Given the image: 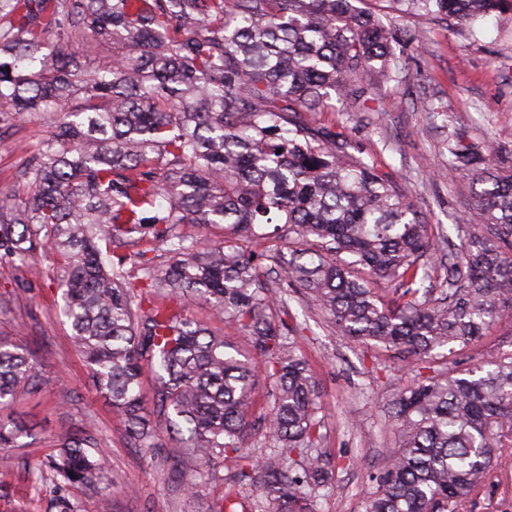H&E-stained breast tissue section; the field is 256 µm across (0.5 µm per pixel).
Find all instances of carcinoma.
Returning a JSON list of instances; mask_svg holds the SVG:
<instances>
[{
  "mask_svg": "<svg viewBox=\"0 0 512 512\" xmlns=\"http://www.w3.org/2000/svg\"><path fill=\"white\" fill-rule=\"evenodd\" d=\"M355 2L0 0V123L38 113L53 124L21 158L22 189L0 198V265L42 259L63 272L74 348L128 440L154 448L165 429L191 476L239 457L259 399L253 360L180 304L186 292L210 302L273 368L274 450L239 480L259 473L274 512H311L332 475L315 382L295 328L273 314L286 300L245 246L274 225L288 286L340 335L430 370L385 404L397 447L370 478L365 512H460L512 465L494 431L512 428V352L470 355L512 313V165L448 137V171L471 172L475 202L473 231L443 253L394 175L314 113L336 111L335 99L369 112L368 78L403 82L405 46L429 31L393 17L471 27L512 16V0ZM88 36L97 52L83 59ZM184 224L220 234L188 237ZM149 251L163 252L161 270ZM42 385L31 354L0 332V408ZM92 427L59 438L48 466L60 487L104 479ZM26 436L0 419V449Z\"/></svg>",
  "mask_w": 512,
  "mask_h": 512,
  "instance_id": "carcinoma-1",
  "label": "carcinoma"
}]
</instances>
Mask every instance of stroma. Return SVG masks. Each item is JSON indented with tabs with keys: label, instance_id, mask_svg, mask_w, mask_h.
Returning <instances> with one entry per match:
<instances>
[{
	"label": "stroma",
	"instance_id": "stroma-1",
	"mask_svg": "<svg viewBox=\"0 0 512 512\" xmlns=\"http://www.w3.org/2000/svg\"><path fill=\"white\" fill-rule=\"evenodd\" d=\"M411 66L420 67L426 82L407 75L405 82L378 84L367 112H324L320 123L336 126L354 141L363 157L393 173L398 185L430 223L448 231L452 245L461 240L455 226L470 210L471 175L447 172L449 133L463 143L512 156V17L490 20L477 28L433 26L429 42L412 51ZM39 116L0 128V192L17 184L24 149L48 137ZM35 286L21 292L27 280ZM60 297L55 271L35 276L28 264L0 269V330L15 336L39 364L43 377L55 387L24 394L0 418L25 424L26 447L0 453V512H51L56 496L52 476H39L38 464L55 451L63 434L81 429L93 418L97 452L107 463L105 491L112 512H211L225 493H232L240 512H251L258 483H238L240 460H217L208 478L186 491V476L175 470L179 445L161 436V448L147 451L131 445L123 425L100 394L80 356L71 330L55 302ZM276 317H305L296 336L299 351L315 378L327 439L323 456L333 467L330 492H318L316 512H363L371 474L381 471L396 446L384 418V405L414 372L401 359L375 358L372 349L338 336L327 314L316 309L304 293L291 292L287 307ZM261 390L258 419L248 429L242 458L264 455L271 441L261 419L271 402L266 367L258 369ZM101 493V494H104ZM101 494L75 486L69 499L79 512H98ZM466 512H512V470L493 475Z\"/></svg>",
	"mask_w": 512,
	"mask_h": 512
}]
</instances>
